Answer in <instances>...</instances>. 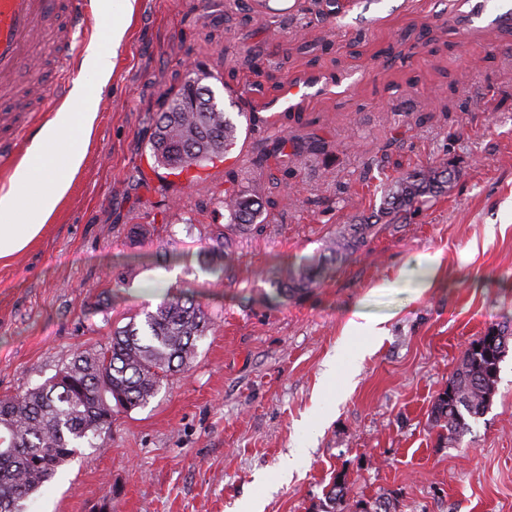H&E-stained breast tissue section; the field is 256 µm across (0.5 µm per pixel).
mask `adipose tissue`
<instances>
[{
	"mask_svg": "<svg viewBox=\"0 0 512 512\" xmlns=\"http://www.w3.org/2000/svg\"><path fill=\"white\" fill-rule=\"evenodd\" d=\"M97 117L93 94L78 88L34 137L8 186L0 188V260L23 252L43 231L81 167ZM28 196H20V188ZM21 213L22 220L9 217Z\"/></svg>",
	"mask_w": 512,
	"mask_h": 512,
	"instance_id": "ef3b65f1",
	"label": "adipose tissue"
}]
</instances>
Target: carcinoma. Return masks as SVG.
Instances as JSON below:
<instances>
[{
  "instance_id": "carcinoma-1",
  "label": "carcinoma",
  "mask_w": 512,
  "mask_h": 512,
  "mask_svg": "<svg viewBox=\"0 0 512 512\" xmlns=\"http://www.w3.org/2000/svg\"><path fill=\"white\" fill-rule=\"evenodd\" d=\"M206 76L192 72L169 93L157 115L151 150L158 163L182 169L199 166L232 149L237 127L216 102ZM283 166L301 162L300 151L279 141ZM457 173L442 162L402 172L385 184L379 209L357 216L327 239L319 256L274 273L275 293L293 298L319 287L331 265L357 252L382 220L395 221L430 199L447 194ZM227 212L225 231L212 237L203 256L207 262L232 253L234 236L253 226L262 203L239 193L221 200ZM214 326L193 296L179 292L165 297L144 320L129 321L112 331L97 350H79L71 362L44 383L23 393L0 395V512H26L30 497L70 462L77 448L110 430L114 413L147 406L164 382L187 369L196 342ZM512 339V323L490 327L466 346L448 384L431 410L440 437L458 444L472 424L493 404L501 363ZM346 475L333 477L318 512H396L386 500L349 502Z\"/></svg>"
}]
</instances>
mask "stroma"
<instances>
[{
    "label": "stroma",
    "instance_id": "obj_1",
    "mask_svg": "<svg viewBox=\"0 0 512 512\" xmlns=\"http://www.w3.org/2000/svg\"><path fill=\"white\" fill-rule=\"evenodd\" d=\"M461 2L133 0L122 45L103 50L107 82L73 60L50 111L87 85L97 120L41 235L0 262V394L105 343L159 276L215 328L187 371L116 414L103 447L80 449L29 512H238L253 497L263 512H316L339 472L350 499L389 498L399 512H512V352L461 444L431 424L466 345L512 320V29L461 31ZM198 66L238 133L192 185L150 141L166 93ZM284 134L301 163L278 164ZM446 160L460 169L449 194L376 225L319 288L271 300L273 271L319 255L379 204L386 177ZM229 190L267 212L212 266L201 251L227 223L217 200ZM133 224L143 242H130ZM437 251L446 285L420 290L421 259ZM387 279L398 288L381 289ZM356 312L381 335L346 337Z\"/></svg>",
    "mask_w": 512,
    "mask_h": 512
}]
</instances>
